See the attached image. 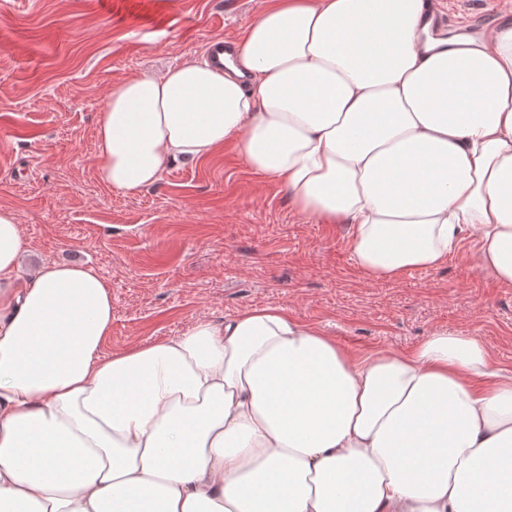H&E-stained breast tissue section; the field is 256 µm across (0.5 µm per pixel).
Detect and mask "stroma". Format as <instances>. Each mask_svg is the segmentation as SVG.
Instances as JSON below:
<instances>
[{
  "label": "stroma",
  "mask_w": 512,
  "mask_h": 512,
  "mask_svg": "<svg viewBox=\"0 0 512 512\" xmlns=\"http://www.w3.org/2000/svg\"><path fill=\"white\" fill-rule=\"evenodd\" d=\"M268 0H0V208L21 228L19 280L44 263L91 268L112 296L102 356L197 320L288 307L351 356L467 333L512 372V286L464 240L435 269L371 281L350 227L300 215L233 144L125 194L97 173L95 130L113 83L235 39Z\"/></svg>",
  "instance_id": "35a3bbf8"
}]
</instances>
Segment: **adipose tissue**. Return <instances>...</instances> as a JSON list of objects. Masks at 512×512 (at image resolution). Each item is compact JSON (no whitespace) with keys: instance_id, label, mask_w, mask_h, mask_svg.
<instances>
[{"instance_id":"ef3b65f1","label":"adipose tissue","mask_w":512,"mask_h":512,"mask_svg":"<svg viewBox=\"0 0 512 512\" xmlns=\"http://www.w3.org/2000/svg\"><path fill=\"white\" fill-rule=\"evenodd\" d=\"M424 0H273L228 68L113 84L98 174L123 193L234 143L297 211L352 227L372 280L464 237L512 284V26L419 43ZM0 209V512H512V373L481 341L349 356L286 307L100 357L106 284L16 277Z\"/></svg>"}]
</instances>
